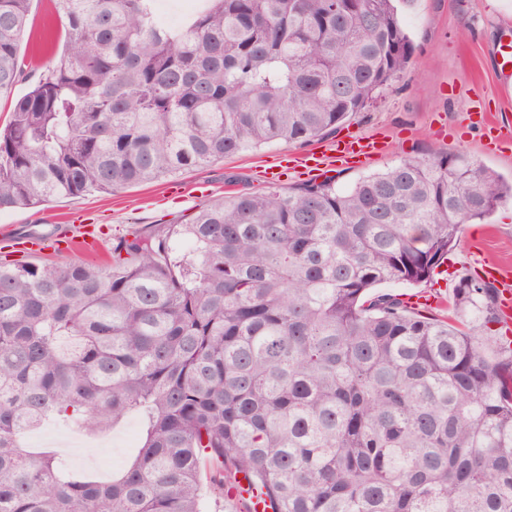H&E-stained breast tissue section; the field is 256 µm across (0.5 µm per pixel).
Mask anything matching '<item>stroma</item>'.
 Instances as JSON below:
<instances>
[{
	"instance_id": "35a3bbf8",
	"label": "stroma",
	"mask_w": 512,
	"mask_h": 512,
	"mask_svg": "<svg viewBox=\"0 0 512 512\" xmlns=\"http://www.w3.org/2000/svg\"><path fill=\"white\" fill-rule=\"evenodd\" d=\"M400 17L413 41L409 68L381 97L353 114L324 143L352 134L382 136L383 155L368 164L331 171L337 188H350L358 178L380 172L401 159L431 152L462 153L504 177L512 176V148L490 150L488 138L475 119L489 113L498 129L512 131V88L503 82L496 65V48L512 33V0L495 6L488 0H400ZM63 44V27L54 0H32L30 22L21 42L25 73L15 95L25 93L46 74ZM303 145L279 140L262 150L244 151L209 165L183 171L170 180L145 182L112 194L61 198L35 208L0 214V258L37 264L79 263L82 255L49 249L37 255H16L12 244L29 234L44 235L60 224L101 227L98 257L116 239L165 224H184L204 205L222 198L225 181L237 177L241 189L263 193L272 185L265 169L280 158L304 153ZM512 269V200L498 206L488 223L465 224L460 242L433 280L419 284L422 292L449 297L459 277L470 274L472 254ZM140 424L130 416L98 439L75 428L46 426L33 435L55 448L72 469L98 473L96 457L105 455L112 469H120L136 452Z\"/></svg>"
}]
</instances>
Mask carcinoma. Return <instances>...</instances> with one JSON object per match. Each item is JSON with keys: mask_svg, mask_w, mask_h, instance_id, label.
Segmentation results:
<instances>
[{"mask_svg": "<svg viewBox=\"0 0 512 512\" xmlns=\"http://www.w3.org/2000/svg\"><path fill=\"white\" fill-rule=\"evenodd\" d=\"M31 2L0 0V96ZM211 2L167 31L153 0H55L64 48L0 126V213L309 143L413 56L394 0ZM509 198L433 153L347 190H227L104 266L0 262V512H202L241 472L272 512H512L497 289L461 278L448 320L372 293L430 281ZM131 413L140 447L106 481L22 442Z\"/></svg>", "mask_w": 512, "mask_h": 512, "instance_id": "carcinoma-1", "label": "carcinoma"}]
</instances>
